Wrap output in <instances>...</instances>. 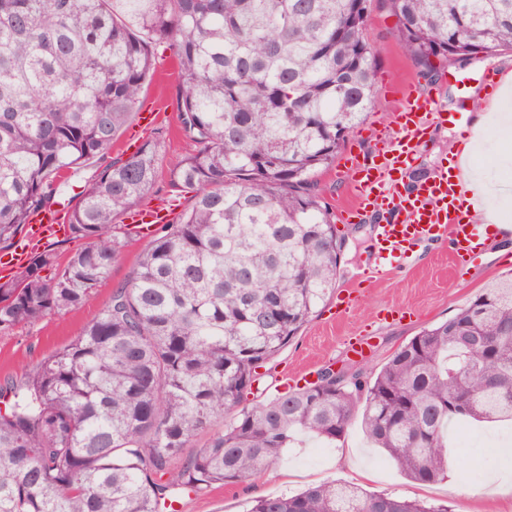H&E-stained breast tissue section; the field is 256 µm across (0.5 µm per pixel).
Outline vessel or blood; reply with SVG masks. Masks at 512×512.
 Here are the masks:
<instances>
[{
  "label": "vessel or blood",
  "instance_id": "obj_1",
  "mask_svg": "<svg viewBox=\"0 0 512 512\" xmlns=\"http://www.w3.org/2000/svg\"><path fill=\"white\" fill-rule=\"evenodd\" d=\"M397 95L398 106L390 124L384 131H369L370 136L381 137L383 150L369 160L355 155L348 160L353 202L339 212L346 224L373 211L381 216L377 256L365 276L369 283L406 258L421 242L447 243L451 259L458 267L474 259L483 247L482 225L464 222L459 211L460 199L470 190L463 165H456L451 171L439 168L412 187L397 177L399 171L415 162L429 126L460 125L462 113L447 110L437 96L419 92L409 81L400 83ZM171 219L164 209L139 210L129 217L133 231L140 235ZM63 222L59 211L34 216L22 240L0 260V273L8 275L19 270L34 243L61 235Z\"/></svg>",
  "mask_w": 512,
  "mask_h": 512
}]
</instances>
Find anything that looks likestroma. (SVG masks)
I'll list each match as a JSON object with an SVG mask.
<instances>
[{"instance_id": "1", "label": "stroma", "mask_w": 512, "mask_h": 512, "mask_svg": "<svg viewBox=\"0 0 512 512\" xmlns=\"http://www.w3.org/2000/svg\"><path fill=\"white\" fill-rule=\"evenodd\" d=\"M397 20L390 15L385 0H370L365 36L377 51L375 79L378 84L374 108L368 126L383 127L391 120L397 97L386 92L385 82L413 81L419 91L438 95L445 105H463L466 96L454 75L480 80L484 72L512 69V50L492 56H479L467 63L440 65L435 77L421 74L415 61L404 50L396 32ZM178 90L176 64L170 52H158L154 58V75L142 94L141 105L158 106L159 119L165 127L164 150L153 189L146 198L149 206L175 203L177 210L192 203V192L170 187L169 172L180 164L186 144L177 128ZM460 128L435 126L425 142L411 181H419L442 164L460 135ZM374 216L367 215L355 224H338L343 239L336 293L357 287L355 300L345 313H337L336 301L327 299L312 319L279 352L269 369L274 388L314 379L317 370L332 362L348 358L346 343L350 337L365 336L371 342L366 356L356 363L366 371H376L390 356L424 327L444 321L477 295L498 276L512 271V238L490 239L475 267H454L447 246L425 244L404 265L390 268L371 286L361 283L365 268L374 251ZM148 242L144 236H129L121 257L109 274L96 286L91 301L83 306L44 320L21 325L10 334L0 335V385L23 379L26 373L55 348L79 336L85 326L98 317L113 291L123 285L140 252ZM387 308H403V320L382 321ZM471 445L460 446L449 439L451 463L444 479L430 484L408 482L398 469L366 441L360 425H352L336 447L322 449L320 442L307 439L291 448L279 469L270 471L250 483H237L208 489L185 498L180 512H245L249 501L257 496L292 494L311 485L327 481L357 482L362 471L373 478L364 489L391 493L427 502L447 501L452 512H512V497L475 495L477 480L467 472L475 455L492 456L490 440L505 430L504 424L471 425Z\"/></svg>"}]
</instances>
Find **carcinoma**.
I'll return each mask as SVG.
<instances>
[{"label": "carcinoma", "instance_id": "carcinoma-1", "mask_svg": "<svg viewBox=\"0 0 512 512\" xmlns=\"http://www.w3.org/2000/svg\"><path fill=\"white\" fill-rule=\"evenodd\" d=\"M423 75L464 41L512 48V0H385ZM369 0H0V247L103 156L140 105L153 49L179 60L170 173L194 191L83 332L0 386V512H177L276 467L295 434L334 445L356 418L413 482L448 472V426L512 421V273L422 329L375 373L243 405L336 288L342 240L314 191L373 107ZM160 137L99 169L66 211L88 246L30 253L0 282V334L77 309L119 259L116 223L151 190ZM217 427L178 469L196 434ZM249 512H450L353 484L259 496Z\"/></svg>", "mask_w": 512, "mask_h": 512}]
</instances>
